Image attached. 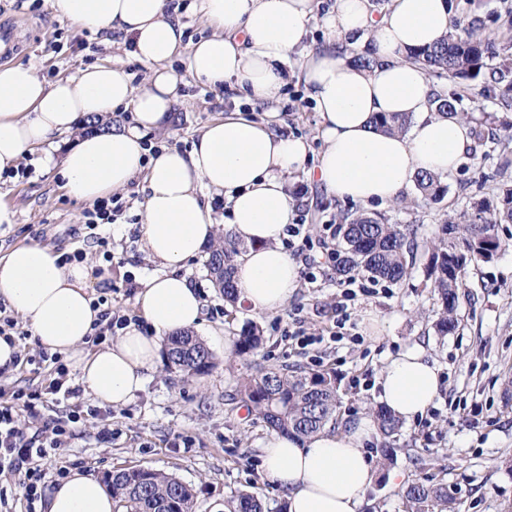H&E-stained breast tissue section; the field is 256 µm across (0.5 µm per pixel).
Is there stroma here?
Returning a JSON list of instances; mask_svg holds the SVG:
<instances>
[{"label":"stroma","instance_id":"35a3bbf8","mask_svg":"<svg viewBox=\"0 0 512 512\" xmlns=\"http://www.w3.org/2000/svg\"><path fill=\"white\" fill-rule=\"evenodd\" d=\"M455 7L457 15L478 16L485 32L512 38V0H455ZM11 25L16 31L0 62L34 65L49 80L123 56L122 35L104 42L55 17L49 0H0V28ZM183 92L184 101L163 140L185 150L198 130L223 117L234 103L223 92L195 84ZM279 112L285 129L310 138L312 150L320 151L315 139L319 118L301 81L290 79ZM496 164V151L485 146L449 176L440 202L381 208L389 223L418 228L416 264L398 284L336 276L328 261L335 242L328 226L339 213L357 214L361 208L328 197L316 182L296 181L301 203L294 221L308 238L305 254L318 264L314 280H301L283 310L256 315L247 305L225 303L205 258L190 260L183 272L204 303L210 332L205 342L214 367L187 380L157 365L145 389L123 406L103 403L85 389L76 397L37 403V412L45 416L63 418L77 407L86 411L67 446L37 461L39 494L73 468L100 476L145 468L190 485L196 512H221L225 500L242 491L257 496L263 512H281L282 492L262 479L261 443L269 431L239 396L247 368L238 358L224 356L225 343L255 325L265 337L258 356L263 365L335 371L341 428L378 407V373L391 355L418 344L438 368L439 397L424 415L403 424L396 454L383 456V437L367 444L377 478L361 512H405L408 484L426 479L447 485L455 512H512V224L497 225L502 248L491 260L468 267L459 281V326L444 337L433 329L437 306L424 269L446 218L470 211L474 201L491 195L499 180L512 183V170L498 177ZM139 199L137 186H130L120 194L122 210L114 223L91 230L85 225L88 203L66 196L55 170L36 165L24 176L0 174V206L8 211L7 221L0 223V255L22 244L47 246L60 254L82 251L92 268V296L106 298L113 316L136 318L137 290L157 271L141 237ZM101 237L107 238V248L98 245ZM107 249L118 264L104 260ZM372 317L383 322L382 335L370 332ZM340 319L345 322L341 329L336 326ZM298 325L317 337V344L302 348L289 340V330ZM17 328L24 362L12 374H1L0 385L44 386L53 364L41 361L43 349L29 326L21 321ZM107 424L112 438L104 441L99 432ZM391 471L402 475V483L388 481Z\"/></svg>","mask_w":512,"mask_h":512}]
</instances>
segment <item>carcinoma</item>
<instances>
[{
    "mask_svg": "<svg viewBox=\"0 0 512 512\" xmlns=\"http://www.w3.org/2000/svg\"><path fill=\"white\" fill-rule=\"evenodd\" d=\"M407 58L428 74L454 84L453 92L439 86L434 101L436 112L457 115V104L469 94L470 82L483 83V94L500 99L502 107L512 109V39L501 44L482 31L477 20L465 17L451 21L448 35L437 45L411 50ZM472 124L474 137L484 143L496 139L498 128H512L482 108L464 114ZM410 118L403 113L380 114L375 125L382 131L403 132ZM447 186L428 172L416 175V204L443 199ZM472 213L462 215L463 223L445 221V237L432 247L425 265L426 280L436 295L435 332L446 336L458 326V279L468 266L486 261V251L499 250L502 241L495 232L498 224L512 223V188L493 193L473 203ZM335 273L339 277L355 274L391 283L403 281L409 274V262L416 261V229L410 224H386L364 214L339 217ZM244 245L227 233H220L210 247L207 266L215 280L223 282L226 301L238 297L234 262ZM264 342L257 328H246L234 340L236 357L255 367L254 357ZM167 369L187 379L208 373L214 366L213 353L205 343L189 333L168 338L163 351ZM242 401L265 426L281 435L307 439L324 430L336 429L339 401L336 373L330 370L297 371L288 368L256 367L242 379ZM385 438L398 435L401 421L384 408L375 411ZM112 496L118 512H195L192 489L178 479L148 470H122L112 473ZM409 512H428L432 503L453 512L448 487L416 482L405 491ZM222 512H263L259 499L242 492L224 503Z\"/></svg>",
    "mask_w": 512,
    "mask_h": 512,
    "instance_id": "1",
    "label": "carcinoma"
}]
</instances>
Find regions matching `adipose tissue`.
<instances>
[{
  "mask_svg": "<svg viewBox=\"0 0 512 512\" xmlns=\"http://www.w3.org/2000/svg\"><path fill=\"white\" fill-rule=\"evenodd\" d=\"M50 6L79 28L123 33L130 57L149 69L147 85L136 86L125 64L110 60L53 81L30 65H1L0 172L38 154L41 165L57 168L65 193L86 202L141 179L140 233L159 271L137 295L141 325L126 326L94 350L89 335L98 311L87 265L60 264L58 254L39 245L15 247L0 256V300L107 404H126L144 388L169 336L201 330L203 303L182 269L218 235L214 199H223L232 237L247 246L234 270L240 298L254 313H271L299 286L300 267L282 246L296 206L295 174L306 173L328 196L385 207L400 202L418 172L447 178L473 145L469 122L436 112L434 83L407 57L444 38L453 0H392L379 15L370 0H336L322 17L314 0H196L212 34L188 45L177 0H50ZM316 21L330 39L308 50L304 41ZM360 56L372 59V68L359 66ZM293 57L319 115L323 148L315 164L307 162L309 141L277 130L272 111L226 113L186 151L146 144L149 133L170 128L183 77L224 89L237 102L269 105L279 99ZM123 107L132 109L131 122L75 135L73 145L60 149L58 137L75 134L78 120ZM395 112L409 115L406 131L374 127V116ZM440 383L424 349L409 347L386 360L379 399L409 421L434 404ZM376 432L366 415L337 433L270 436L262 446L264 478L283 491L288 512H360L376 478L365 452ZM44 508L114 512L112 490L102 477L74 469L48 493Z\"/></svg>",
  "mask_w": 512,
  "mask_h": 512,
  "instance_id": "obj_1",
  "label": "adipose tissue"
}]
</instances>
